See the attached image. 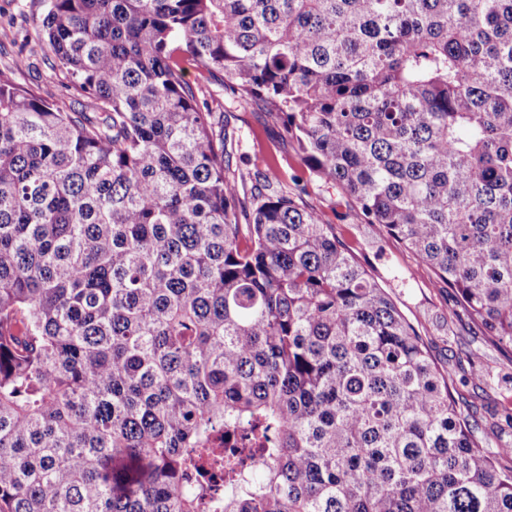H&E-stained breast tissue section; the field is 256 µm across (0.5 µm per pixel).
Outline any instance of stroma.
Here are the masks:
<instances>
[{
    "label": "stroma",
    "instance_id": "35a3bbf8",
    "mask_svg": "<svg viewBox=\"0 0 512 512\" xmlns=\"http://www.w3.org/2000/svg\"><path fill=\"white\" fill-rule=\"evenodd\" d=\"M45 9L44 0H0V70L18 87L66 111H84V97L55 68L40 34ZM20 51L27 59L17 69L12 60ZM186 78L199 101L223 116L232 168L245 178L239 193L243 207L251 205L250 182L256 173L274 167L287 186L292 175L302 173L297 145L285 136L281 122L261 104L245 103L226 91L223 72L202 75L191 68ZM304 184L301 202L334 225L356 261L390 294L421 336L431 359L450 373L449 387L461 411L494 429L499 442L512 443V428L502 416L504 407L512 405V391L505 388L512 380V351L488 339L457 306L455 295L440 287L433 273L400 242L383 239L377 225L360 223L347 197L326 189L316 178L305 179Z\"/></svg>",
    "mask_w": 512,
    "mask_h": 512
}]
</instances>
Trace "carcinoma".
Instances as JSON below:
<instances>
[{"label": "carcinoma", "mask_w": 512, "mask_h": 512, "mask_svg": "<svg viewBox=\"0 0 512 512\" xmlns=\"http://www.w3.org/2000/svg\"><path fill=\"white\" fill-rule=\"evenodd\" d=\"M76 116L0 71V512H512V445L186 66L512 348V0H46ZM224 469V490L191 478ZM200 102H207L212 112L224 120L229 135L232 170L243 174L239 186L241 206L251 207L250 189L256 172H265L272 165L288 190L294 187L292 175L303 173L296 143L285 136L281 122L264 111L260 103L247 104L224 89V72L199 73L189 67L186 74ZM224 112V117L223 113Z\"/></svg>", "instance_id": "cac0c4a2"}]
</instances>
